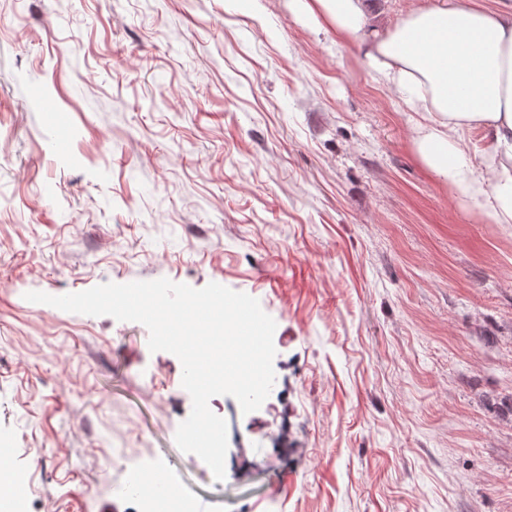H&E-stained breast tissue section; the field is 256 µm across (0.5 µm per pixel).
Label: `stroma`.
Returning <instances> with one entry per match:
<instances>
[{
	"label": "stroma",
	"instance_id": "35a3bbf8",
	"mask_svg": "<svg viewBox=\"0 0 512 512\" xmlns=\"http://www.w3.org/2000/svg\"><path fill=\"white\" fill-rule=\"evenodd\" d=\"M358 49L292 0H0V457L23 512H512V223L466 207ZM215 282L270 315L226 477L141 323L32 303ZM145 474L142 472H134L131 477L133 485L132 492L135 488V495L139 498L140 509L143 512H193L192 506L186 502L181 491L173 486L174 493L166 498L155 496L145 486H140L145 481Z\"/></svg>",
	"mask_w": 512,
	"mask_h": 512
}]
</instances>
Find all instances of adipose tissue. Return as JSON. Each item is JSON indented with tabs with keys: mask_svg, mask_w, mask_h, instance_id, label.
Returning <instances> with one entry per match:
<instances>
[{
	"mask_svg": "<svg viewBox=\"0 0 512 512\" xmlns=\"http://www.w3.org/2000/svg\"><path fill=\"white\" fill-rule=\"evenodd\" d=\"M295 2L314 30L359 44L376 81L417 114L413 144L430 173L495 223H511L512 10L425 0L396 23L376 26L373 0ZM473 128L493 143L476 163L464 149Z\"/></svg>",
	"mask_w": 512,
	"mask_h": 512,
	"instance_id": "obj_1",
	"label": "adipose tissue"
}]
</instances>
